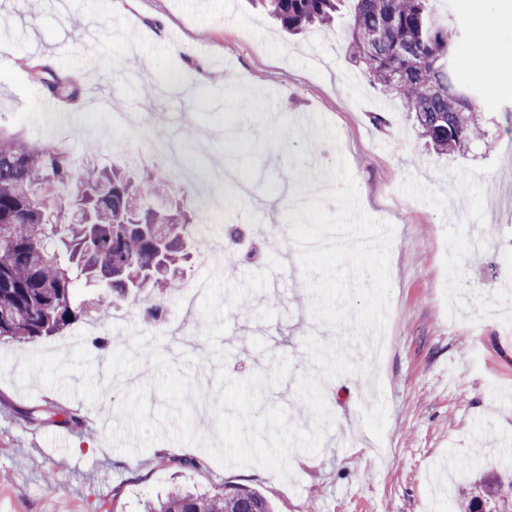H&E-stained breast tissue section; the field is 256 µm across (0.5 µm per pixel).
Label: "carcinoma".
Returning <instances> with one entry per match:
<instances>
[{
	"instance_id": "cac0c4a2",
	"label": "carcinoma",
	"mask_w": 512,
	"mask_h": 512,
	"mask_svg": "<svg viewBox=\"0 0 512 512\" xmlns=\"http://www.w3.org/2000/svg\"><path fill=\"white\" fill-rule=\"evenodd\" d=\"M343 0H261L289 33L336 21ZM352 64L413 114L440 155L464 156L487 136L476 91L456 69L448 18L433 0H351ZM45 96L74 99L77 86L52 66L29 70ZM197 211L173 175L139 167H77L70 148L0 130V339L18 344L61 336L75 322L104 319L112 300H77L81 283L146 303L149 321L167 312L166 293L184 273ZM506 510L500 486L473 484L464 512ZM146 512H274L243 486L194 493L180 487L145 502Z\"/></svg>"
}]
</instances>
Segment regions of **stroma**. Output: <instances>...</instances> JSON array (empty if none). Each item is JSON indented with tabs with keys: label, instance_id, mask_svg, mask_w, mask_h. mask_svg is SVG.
Listing matches in <instances>:
<instances>
[{
	"label": "stroma",
	"instance_id": "1",
	"mask_svg": "<svg viewBox=\"0 0 512 512\" xmlns=\"http://www.w3.org/2000/svg\"><path fill=\"white\" fill-rule=\"evenodd\" d=\"M438 7L491 128L463 157L427 148L401 105L352 65L344 21L291 37L251 0H0L1 129L47 143L59 126L72 153L115 164L136 153L162 169L154 139L178 136L193 171L185 195L197 197L225 164L269 203L249 220L250 236L226 250L223 273L204 267L202 245H192L186 276L209 283L194 313L173 290L156 326L142 302L116 300L97 328L82 321L48 341L0 342V512H142L177 481L254 488L278 512H462L475 476L512 472V293L503 288L512 283V60L497 79L476 80L478 15L467 0ZM45 59L77 81L78 101L46 98L30 81L28 64ZM103 101L133 113L135 127L101 135ZM327 122L337 144L321 136ZM228 125L249 137L222 139ZM339 154L362 210L392 228L385 341L374 352L359 349L352 329L312 318L299 253L271 235L289 227L285 185L300 189L314 169L330 183ZM139 335L189 375L194 429L209 441L218 369L268 378L288 359L290 374L266 385L263 405L305 430L314 415L297 379L320 374L307 337L340 344L369 371L324 381L331 420L321 449L293 450L283 479L221 465L198 444L161 439L129 454L111 443L128 391L145 387L150 408L163 404L150 358L104 378L110 357ZM48 401L79 425L36 419ZM181 458L195 467L178 468Z\"/></svg>",
	"mask_w": 512,
	"mask_h": 512
}]
</instances>
